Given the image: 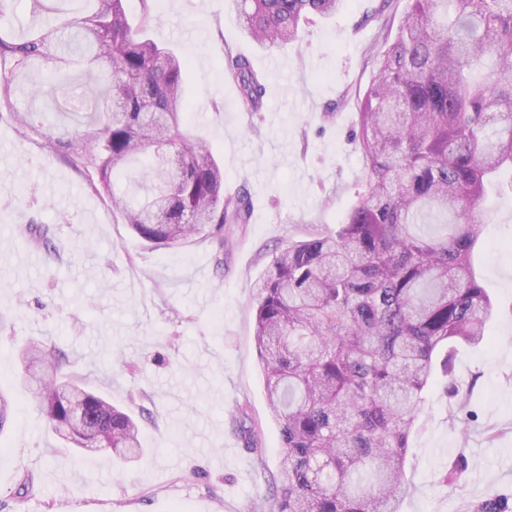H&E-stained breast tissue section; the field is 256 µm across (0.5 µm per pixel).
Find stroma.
<instances>
[{
  "mask_svg": "<svg viewBox=\"0 0 512 512\" xmlns=\"http://www.w3.org/2000/svg\"><path fill=\"white\" fill-rule=\"evenodd\" d=\"M380 0H344L336 16L268 53L244 39L231 0H125L148 35L190 58L187 127L208 140L224 193L247 189L252 216L232 245L150 247L36 134L0 119V391L15 412L0 432V512H272L281 453L256 350L252 285L272 253L335 226L366 191L355 133L376 62ZM249 57L266 86L262 111L239 106L226 51ZM18 108L60 114L87 90L37 76ZM473 253L496 314L488 344L460 347L453 377L436 376L412 431L401 512H474L512 499V192L489 193ZM53 231L59 257L26 224ZM43 339L91 387L133 415L149 410L144 456L129 463L72 448L25 389L22 347ZM251 427L253 456L238 435Z\"/></svg>",
  "mask_w": 512,
  "mask_h": 512,
  "instance_id": "obj_1",
  "label": "stroma"
}]
</instances>
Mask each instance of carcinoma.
<instances>
[{"instance_id": "cac0c4a2", "label": "carcinoma", "mask_w": 512, "mask_h": 512, "mask_svg": "<svg viewBox=\"0 0 512 512\" xmlns=\"http://www.w3.org/2000/svg\"><path fill=\"white\" fill-rule=\"evenodd\" d=\"M0 0V112L84 174L130 233L152 246L217 243L247 224L251 196H224L211 144L185 128L179 51L132 23L123 0L83 7L17 36ZM244 37L272 52L340 9L342 0H233ZM360 100L365 193L336 229L276 249L256 283V344L282 452L274 512H399L408 438L437 371L461 344L486 343L494 303L472 251L487 184L512 167V0H409L385 37ZM91 78L89 102L65 98L75 126L35 124L16 106L30 75ZM242 109L266 88L250 60L227 52ZM126 169L146 194L112 191ZM28 235L59 255L47 226ZM25 386L49 426L80 448L143 455L128 413L64 372L43 341L21 354Z\"/></svg>"}]
</instances>
